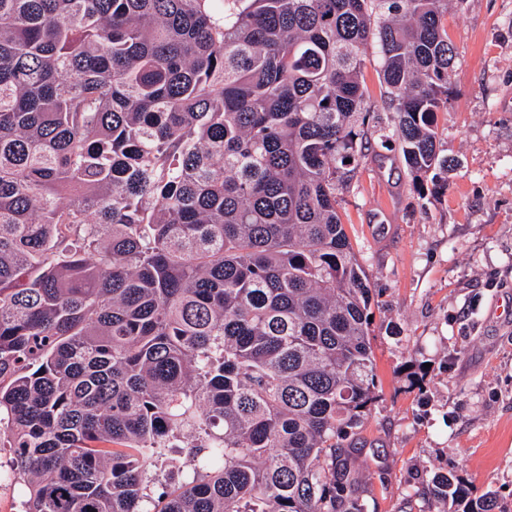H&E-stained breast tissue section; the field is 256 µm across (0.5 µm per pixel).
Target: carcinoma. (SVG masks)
<instances>
[{
  "instance_id": "carcinoma-1",
  "label": "carcinoma",
  "mask_w": 512,
  "mask_h": 512,
  "mask_svg": "<svg viewBox=\"0 0 512 512\" xmlns=\"http://www.w3.org/2000/svg\"><path fill=\"white\" fill-rule=\"evenodd\" d=\"M447 15L0 0V456L24 512H366L346 441L373 295L336 189L373 43L410 173L448 174ZM428 487L433 512H504L452 471Z\"/></svg>"
}]
</instances>
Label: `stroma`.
<instances>
[{
  "instance_id": "1",
  "label": "stroma",
  "mask_w": 512,
  "mask_h": 512,
  "mask_svg": "<svg viewBox=\"0 0 512 512\" xmlns=\"http://www.w3.org/2000/svg\"><path fill=\"white\" fill-rule=\"evenodd\" d=\"M457 58L436 116L445 188L414 180L379 54L362 84L366 157L336 192L371 288L376 400L356 430L368 512H428L427 469L512 512V0H450ZM426 365L411 386L409 362Z\"/></svg>"
}]
</instances>
